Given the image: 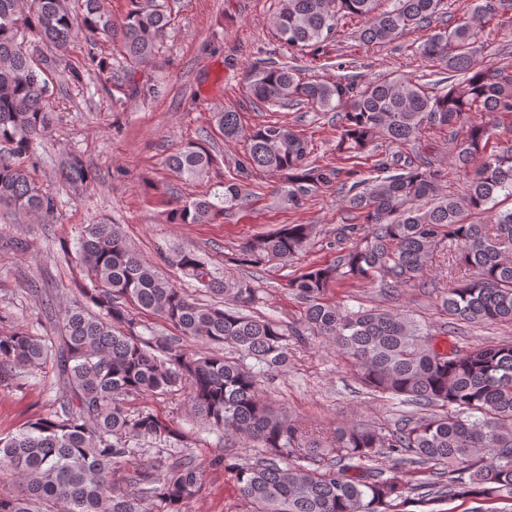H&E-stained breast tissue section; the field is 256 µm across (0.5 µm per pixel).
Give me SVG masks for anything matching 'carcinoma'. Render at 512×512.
Segmentation results:
<instances>
[{
	"label": "carcinoma",
	"instance_id": "cac0c4a2",
	"mask_svg": "<svg viewBox=\"0 0 512 512\" xmlns=\"http://www.w3.org/2000/svg\"><path fill=\"white\" fill-rule=\"evenodd\" d=\"M278 0L274 37L291 53L327 55L345 19L359 24L365 45H386L415 30H430L417 53L438 81L398 76L334 81L306 79L297 66L261 58L249 75L255 106L306 108L340 114L336 153L360 158L382 140L400 148L427 127L448 130V151L464 181L460 194L441 188L432 156L414 166L395 152L377 167L391 171L343 191L344 207L362 217L340 237L353 239L333 261L288 281L302 304L298 322L285 324L254 311L260 290L246 279L229 282L192 250L175 265L205 291L225 297L205 303L162 277L141 259L118 225L88 224L63 261L91 286L78 282L82 300L66 308L56 334L33 328L0 332V387L21 370L50 363L62 392L56 408L12 435L0 437V480L18 487L0 493V512H182L200 492L204 472L192 461H146L140 443L183 439L174 422L131 398L188 389L192 410L211 429L263 449L245 463L225 457L249 512H442L452 500L508 504L512 512V340L494 345L442 346L431 329L408 314L353 310L331 302L329 288L345 282L392 293L421 283L434 249L448 240V287L441 306L467 324H512V145L494 141L493 127L474 115L512 113V71L482 60L483 24L512 35V0H480L469 18L444 17L443 0ZM107 0H0V207L54 218L60 198L34 177L36 141L53 123V76L79 37L120 33L123 58L133 64L158 52L170 25L160 0H128L121 20ZM48 53L35 59L30 38ZM94 73L112 81V62L88 49L82 68H69L79 84ZM226 139L246 138L237 173L219 188L171 213L177 224H205L242 203L241 173L262 170L283 178L281 198L299 207L305 197L336 183L339 170L309 161L308 142L283 123L246 133L239 113L216 114ZM214 163L208 147L189 143L165 159L188 181ZM61 178L87 190L95 170L68 153ZM493 213L485 224L477 217ZM310 224H288L251 237L235 262L258 267L287 263L304 248ZM156 316L179 332L170 336L142 323ZM201 343L191 351L183 338ZM312 339L333 344L354 365L373 395L400 399L422 413L393 429L340 423L319 435L261 399L262 379L282 370L288 346ZM382 454L398 455L423 478L407 487L376 467ZM137 487L129 493L112 477Z\"/></svg>",
	"mask_w": 512,
	"mask_h": 512
}]
</instances>
